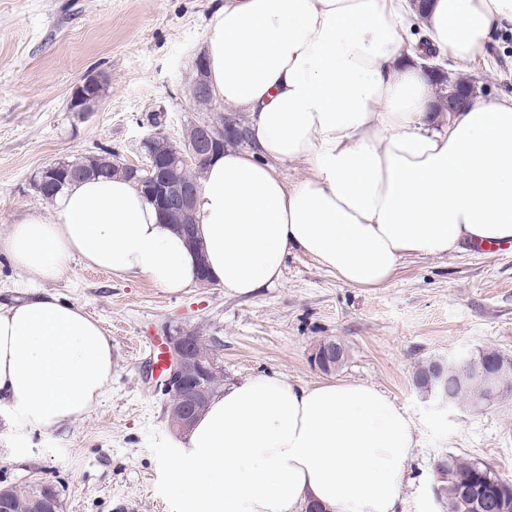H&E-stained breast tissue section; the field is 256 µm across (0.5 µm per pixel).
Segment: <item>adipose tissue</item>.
Masks as SVG:
<instances>
[{
  "mask_svg": "<svg viewBox=\"0 0 512 512\" xmlns=\"http://www.w3.org/2000/svg\"><path fill=\"white\" fill-rule=\"evenodd\" d=\"M405 0H224L204 44L215 98L246 113L251 150L226 147L196 199L200 249L121 176L65 187L0 234L36 287L0 303V415L21 435L92 411L112 339L83 307L40 289L70 260L140 273L170 293L199 261L231 295L279 282L303 254L355 288L405 256L512 241V97L437 112L420 51L458 68L512 32V0H431L412 41ZM309 173L287 183L280 165ZM414 424L375 387L260 374L225 387L178 441L170 492L188 512H397Z\"/></svg>",
  "mask_w": 512,
  "mask_h": 512,
  "instance_id": "1",
  "label": "adipose tissue"
}]
</instances>
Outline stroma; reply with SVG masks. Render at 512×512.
Returning a JSON list of instances; mask_svg holds the SVG:
<instances>
[{"mask_svg":"<svg viewBox=\"0 0 512 512\" xmlns=\"http://www.w3.org/2000/svg\"><path fill=\"white\" fill-rule=\"evenodd\" d=\"M218 0H0V232L42 213L33 179L60 161L112 153L141 161L154 129L180 139L200 120L246 115L190 96ZM108 83L91 112L69 111L89 74ZM469 78L478 95H512V33L498 34ZM45 290L82 306L112 338V382L99 405L51 432L15 436L0 421V481L62 487V512H183L168 490L171 429L151 361L166 332L213 344L231 385L276 373L311 385L329 378L375 386L412 419L417 445L399 512H446L436 466L476 460L512 479V393L480 410L422 395L413 377L433 358L494 351L512 359V242L489 252L407 256L380 288H355L311 258L289 255L274 286L250 296L200 285L164 292L147 275H112L72 261ZM327 340L344 344L341 368L311 361Z\"/></svg>","mask_w":512,"mask_h":512,"instance_id":"1","label":"stroma"}]
</instances>
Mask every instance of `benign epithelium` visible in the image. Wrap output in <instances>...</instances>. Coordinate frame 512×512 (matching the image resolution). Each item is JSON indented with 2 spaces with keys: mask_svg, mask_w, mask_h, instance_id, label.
I'll use <instances>...</instances> for the list:
<instances>
[{
  "mask_svg": "<svg viewBox=\"0 0 512 512\" xmlns=\"http://www.w3.org/2000/svg\"><path fill=\"white\" fill-rule=\"evenodd\" d=\"M198 78L192 84L191 95L195 99L212 97L211 88L205 79L202 59L196 60ZM106 77L102 74L89 75L72 89L69 110L86 113L92 110L95 103L102 97ZM441 106L450 112H457L473 99L475 89L470 84L440 79L437 88ZM191 136L183 137L177 142H169V152L163 158L152 154L145 155L141 165L129 164L133 171L144 170L147 175L140 179L139 187L154 203L159 214L169 223L180 228L187 239H192L194 224V201L199 190V184L181 182L176 178V170L181 166H191L212 157L224 149V131L219 126L206 120L193 124ZM35 179L39 187L50 183L58 187L68 180H76L78 176L69 172L58 163L42 167ZM197 336L191 332L178 331L164 337L166 373L162 379L163 389L170 395V406L174 407L177 416L170 423L181 429H186L194 420L195 405L183 403L182 393L186 390L188 372L199 367L201 378L197 379V400L208 397L203 382L216 373L215 362L204 365L195 353ZM346 356L344 345L335 340L325 341L318 346L314 354V363L322 370H332ZM436 378L439 384L438 402L444 405L453 404L452 392L448 389V376L443 369H438Z\"/></svg>",
  "mask_w": 512,
  "mask_h": 512,
  "instance_id": "1",
  "label": "benign epithelium"
}]
</instances>
